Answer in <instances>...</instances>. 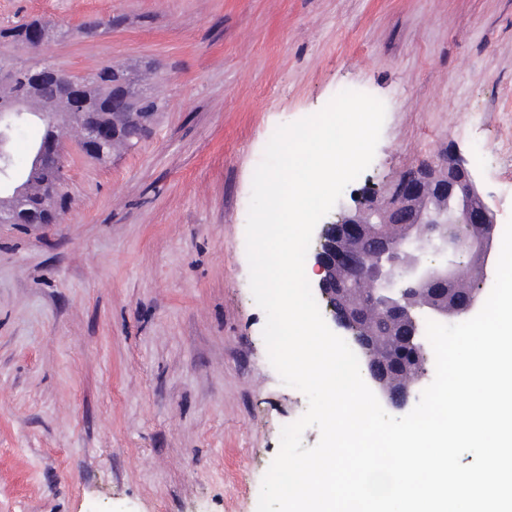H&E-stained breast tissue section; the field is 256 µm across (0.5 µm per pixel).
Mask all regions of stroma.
<instances>
[{"label": "stroma", "mask_w": 512, "mask_h": 512, "mask_svg": "<svg viewBox=\"0 0 512 512\" xmlns=\"http://www.w3.org/2000/svg\"><path fill=\"white\" fill-rule=\"evenodd\" d=\"M112 15L111 32L80 26ZM72 74L150 67L148 138L66 158L55 224H0V512H256L307 409L268 360L243 229L267 134L345 89L386 107L362 188L449 148L512 219V0H0Z\"/></svg>", "instance_id": "35a3bbf8"}]
</instances>
